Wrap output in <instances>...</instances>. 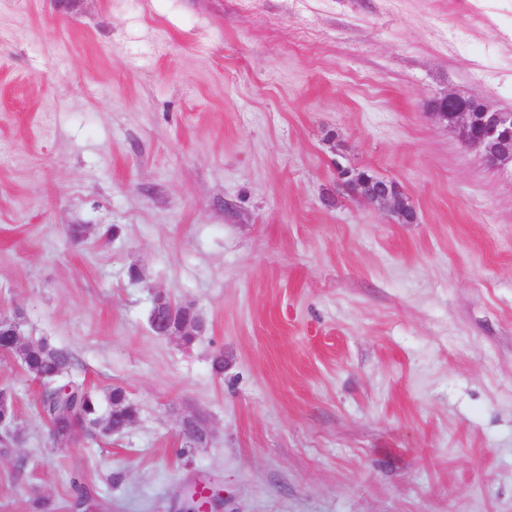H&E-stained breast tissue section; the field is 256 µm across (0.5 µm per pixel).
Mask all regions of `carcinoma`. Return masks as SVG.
<instances>
[{
	"mask_svg": "<svg viewBox=\"0 0 512 512\" xmlns=\"http://www.w3.org/2000/svg\"><path fill=\"white\" fill-rule=\"evenodd\" d=\"M12 340L0 334V355L14 354L21 368L40 382L37 412L58 438L68 439L77 432L93 438L95 422L100 418L119 426L137 416L138 408L123 388H113L101 397L80 381L78 365L69 350L43 337L26 336L17 351L11 347ZM71 488L73 503L81 505L83 512H90L95 507L94 494L78 476L72 479Z\"/></svg>",
	"mask_w": 512,
	"mask_h": 512,
	"instance_id": "obj_1",
	"label": "carcinoma"
}]
</instances>
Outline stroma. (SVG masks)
<instances>
[{
    "instance_id": "stroma-1",
    "label": "stroma",
    "mask_w": 512,
    "mask_h": 512,
    "mask_svg": "<svg viewBox=\"0 0 512 512\" xmlns=\"http://www.w3.org/2000/svg\"><path fill=\"white\" fill-rule=\"evenodd\" d=\"M449 91L512 110V0H0V310L138 407L52 442L0 359V512H71L76 475L102 512L204 476L212 512H512V168L426 116ZM340 186L370 205L380 206L394 215L400 224H416L418 214L401 185L370 171L337 165ZM150 323L157 336H165L189 346L198 336H184L197 328L198 322L183 315V312L173 300L166 298L163 293H156L150 311Z\"/></svg>"
}]
</instances>
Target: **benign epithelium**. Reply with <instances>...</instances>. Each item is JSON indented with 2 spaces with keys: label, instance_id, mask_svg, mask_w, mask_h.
I'll return each instance as SVG.
<instances>
[{
  "label": "benign epithelium",
  "instance_id": "1",
  "mask_svg": "<svg viewBox=\"0 0 512 512\" xmlns=\"http://www.w3.org/2000/svg\"><path fill=\"white\" fill-rule=\"evenodd\" d=\"M428 116L439 124L458 131L463 145L480 152L484 164L501 170L512 164V111L492 110L485 105L474 109L473 100L453 92L430 100ZM340 186L370 205L380 206L401 224H416L418 214L401 185L370 171H360L336 164ZM150 323L158 336H184L197 328L198 322L183 315L173 300L162 293L153 297ZM183 434L200 441L208 437V428L189 417L183 422Z\"/></svg>",
  "mask_w": 512,
  "mask_h": 512
}]
</instances>
